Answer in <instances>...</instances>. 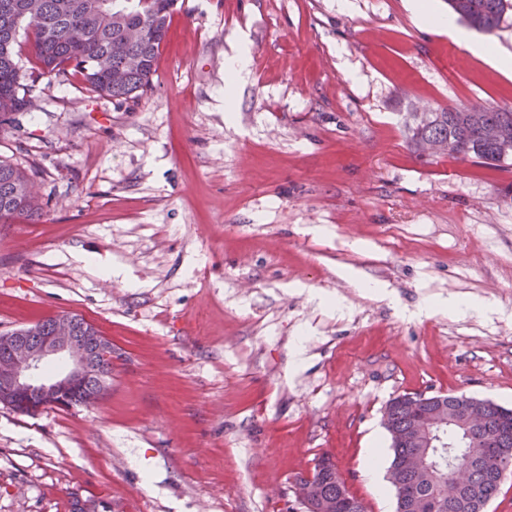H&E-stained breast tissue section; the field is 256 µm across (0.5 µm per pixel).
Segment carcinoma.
I'll use <instances>...</instances> for the list:
<instances>
[{
  "label": "carcinoma",
  "mask_w": 512,
  "mask_h": 512,
  "mask_svg": "<svg viewBox=\"0 0 512 512\" xmlns=\"http://www.w3.org/2000/svg\"><path fill=\"white\" fill-rule=\"evenodd\" d=\"M175 0H0V127L11 122L3 112L8 102L12 112L32 108L26 78L57 77L73 67L87 87L117 100L132 98L149 86L165 41ZM449 8L470 27L492 33L500 27L512 0H448ZM31 32L35 66L22 64L23 32ZM505 122L512 126V111L472 108L441 109L433 120L421 125L415 113H407L408 131L416 150L430 139L448 143V154L475 165L504 170L512 167V146L481 139L484 124ZM43 205L29 176L0 157V223L40 216ZM405 393L393 398L384 411V425L391 437L395 466L406 456L425 455L435 466L429 471H401L391 482L396 512H480L497 493L503 472L512 465V409L490 400H480L487 422L470 431L462 444L444 436L441 448H424L413 438V410ZM469 463L466 487L450 480L451 471ZM313 481L330 508L326 512H366L363 503L336 477L335 464L320 458L312 475L299 476L295 488Z\"/></svg>",
  "instance_id": "cac0c4a2"
}]
</instances>
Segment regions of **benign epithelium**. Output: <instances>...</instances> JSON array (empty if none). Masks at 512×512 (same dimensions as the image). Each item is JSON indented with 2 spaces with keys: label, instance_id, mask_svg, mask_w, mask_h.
Returning <instances> with one entry per match:
<instances>
[{
  "label": "benign epithelium",
  "instance_id": "obj_1",
  "mask_svg": "<svg viewBox=\"0 0 512 512\" xmlns=\"http://www.w3.org/2000/svg\"><path fill=\"white\" fill-rule=\"evenodd\" d=\"M50 363L62 365V370L47 375L46 366ZM111 371L112 345L91 330L77 334L66 315L34 340L20 332L0 334L1 403L12 406L21 399L54 402L95 378L96 388L84 397V404H93L103 398ZM483 419L482 408L461 395L446 412L416 411V439L429 448L435 428L447 424L468 430L479 426Z\"/></svg>",
  "mask_w": 512,
  "mask_h": 512
}]
</instances>
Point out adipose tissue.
Returning <instances> with one entry per match:
<instances>
[{"label": "adipose tissue", "mask_w": 512, "mask_h": 512, "mask_svg": "<svg viewBox=\"0 0 512 512\" xmlns=\"http://www.w3.org/2000/svg\"><path fill=\"white\" fill-rule=\"evenodd\" d=\"M411 9L422 24L446 31L457 45L484 59L499 72L506 75L512 73V54L502 53L497 45L473 37L462 29L453 17L438 12L432 0H412Z\"/></svg>", "instance_id": "1"}]
</instances>
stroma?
Wrapping results in <instances>:
<instances>
[{"label":"stroma","instance_id":"35a3bbf8","mask_svg":"<svg viewBox=\"0 0 512 512\" xmlns=\"http://www.w3.org/2000/svg\"><path fill=\"white\" fill-rule=\"evenodd\" d=\"M31 95L0 156L45 215L0 224V333L80 314L112 376L94 406L0 404V512H304L324 455L395 512L392 398L512 408V168L418 155L404 128L512 110V80L407 0H176L136 98L73 71ZM250 62L248 43L245 38L240 37L233 53L225 56V70L236 81L241 82L249 73Z\"/></svg>","mask_w":512,"mask_h":512}]
</instances>
